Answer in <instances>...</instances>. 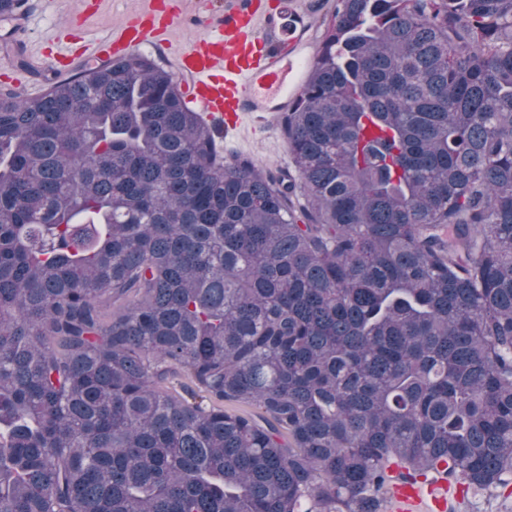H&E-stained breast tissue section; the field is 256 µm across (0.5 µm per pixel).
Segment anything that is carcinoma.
Segmentation results:
<instances>
[{
    "mask_svg": "<svg viewBox=\"0 0 512 512\" xmlns=\"http://www.w3.org/2000/svg\"><path fill=\"white\" fill-rule=\"evenodd\" d=\"M278 123L224 163L142 53L0 94V512L512 481V0H336ZM224 156V163L232 162L235 158L247 157L256 161L267 173L279 175L283 170L282 163L291 166V159L288 156L287 143L283 139L278 121L276 127L257 131L254 134H247L241 137L237 144L225 145L220 150Z\"/></svg>",
    "mask_w": 512,
    "mask_h": 512,
    "instance_id": "obj_1",
    "label": "carcinoma"
}]
</instances>
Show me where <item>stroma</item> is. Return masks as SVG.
Here are the masks:
<instances>
[{"label":"stroma","mask_w":512,"mask_h":512,"mask_svg":"<svg viewBox=\"0 0 512 512\" xmlns=\"http://www.w3.org/2000/svg\"><path fill=\"white\" fill-rule=\"evenodd\" d=\"M23 19L0 20V93L25 84L26 95L35 98L59 80L49 62L51 53L63 49L82 53L84 44L105 35L113 23L134 12L137 0H110L89 22L74 25L79 0H26ZM225 162L239 157L256 161L267 173L276 175L288 162V147L279 129H264L225 146Z\"/></svg>","instance_id":"35a3bbf8"}]
</instances>
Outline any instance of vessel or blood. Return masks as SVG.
<instances>
[{
	"label": "vessel or blood",
	"mask_w": 512,
	"mask_h": 512,
	"mask_svg": "<svg viewBox=\"0 0 512 512\" xmlns=\"http://www.w3.org/2000/svg\"><path fill=\"white\" fill-rule=\"evenodd\" d=\"M172 0H143L131 16L95 40L98 60L128 57L144 47L167 51L182 19ZM313 22L287 0H224L203 30L173 60L186 79L189 104L200 111L217 138L242 127L246 119L268 121L299 97L312 58ZM390 512H455L458 496L443 479L424 474L402 478L391 464Z\"/></svg>",
	"instance_id": "obj_1"
}]
</instances>
